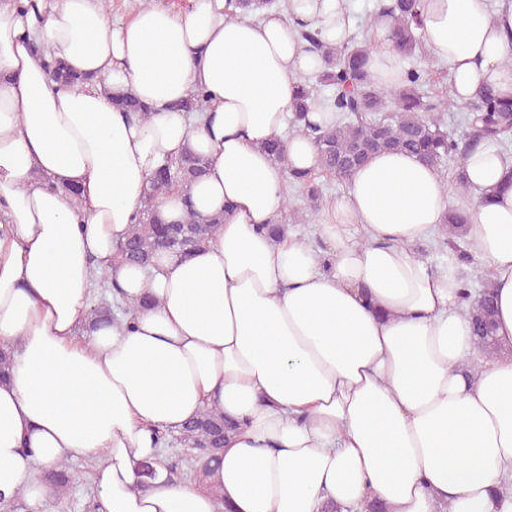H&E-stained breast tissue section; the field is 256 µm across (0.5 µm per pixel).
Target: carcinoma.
Returning <instances> with one entry per match:
<instances>
[{"instance_id":"cac0c4a2","label":"carcinoma","mask_w":512,"mask_h":512,"mask_svg":"<svg viewBox=\"0 0 512 512\" xmlns=\"http://www.w3.org/2000/svg\"><path fill=\"white\" fill-rule=\"evenodd\" d=\"M273 4V0H227L226 15L238 16V11H256ZM380 17L392 19L391 41L393 48L404 59L414 56L421 46L423 18L421 0H374L368 14L369 23ZM298 36L305 50L320 55L324 68L316 81L297 83L296 93L288 116L289 132L302 134L315 144L319 158V171L293 172L289 184L299 196L289 200V221L304 224L308 212L317 209L323 199V178L346 181L370 157L387 151H403L417 156L425 164L441 169L459 161L474 146L482 143L501 151L512 149V96L493 86L478 90L469 101H458L424 90L426 79L418 69L405 70V83L398 88L378 85L368 71L369 54L374 46L357 35L339 46L323 43L320 31L302 24ZM57 81L71 84L83 81L86 76L68 69L60 60L52 64ZM329 103L337 112L336 125L320 127L306 122L314 106ZM454 110L462 113L460 133L445 127L444 113ZM262 150L271 160L287 164L285 142L276 137L267 141ZM209 159L188 151L170 166L153 174L144 194L138 222L132 225L126 240L116 247V256L140 265L150 264L159 252L175 253L183 258L211 239L224 223V214L203 217L190 209L181 224H168L165 234L158 232L162 223L157 211L161 194L180 190L187 194L192 184L206 171ZM443 239L437 245V263L455 271L472 260V254L459 241L468 234L469 212L464 207L446 211ZM98 300L91 309V324H119L132 315L133 310L123 308V315L114 313L112 305H121L107 299L112 289L101 276L95 284ZM461 299L471 318L475 343L492 355L498 351L496 338L497 299L491 281L482 282L478 293H473L472 281L463 279ZM234 426L215 410H206L188 421L179 439L180 444L193 451L190 465L195 476L201 478L215 470L222 459L224 440ZM71 465L60 462L50 472L49 478L57 498L69 492Z\"/></svg>"}]
</instances>
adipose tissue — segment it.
Returning a JSON list of instances; mask_svg holds the SVG:
<instances>
[{
    "label": "adipose tissue",
    "instance_id": "adipose-tissue-1",
    "mask_svg": "<svg viewBox=\"0 0 512 512\" xmlns=\"http://www.w3.org/2000/svg\"><path fill=\"white\" fill-rule=\"evenodd\" d=\"M261 20L228 19L226 0H150L111 21L101 0H0V496L39 512L44 469L101 461L98 512H512V157L479 147L462 166L490 201L471 207L473 253L492 271L496 340L482 354L461 310V282L413 251L446 211L436 168L383 152L354 172L320 216L324 249L261 227L281 219L289 171L319 167L296 135L288 163L260 146L281 136L300 77L324 62L297 40L313 23L327 45L350 39L343 0H281ZM424 41L469 100L512 93V5L422 0ZM370 70L400 84L388 21L374 24ZM89 75L64 86L40 50ZM202 113L178 110L197 92ZM148 110L137 117L114 100ZM210 168L189 194L160 195L168 222L187 208L223 213L187 261L152 271L115 256L152 174L186 150ZM79 187V197L69 194ZM136 312L90 333L95 267ZM155 304L143 305L144 294ZM207 409L237 423L199 490L138 465L154 429L179 434Z\"/></svg>",
    "mask_w": 512,
    "mask_h": 512
}]
</instances>
